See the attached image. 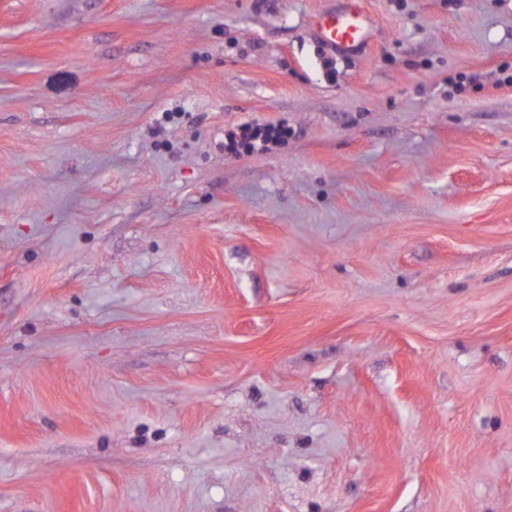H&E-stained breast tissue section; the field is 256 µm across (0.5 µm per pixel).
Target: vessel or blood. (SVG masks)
<instances>
[{"label": "vessel or blood", "mask_w": 512, "mask_h": 512, "mask_svg": "<svg viewBox=\"0 0 512 512\" xmlns=\"http://www.w3.org/2000/svg\"><path fill=\"white\" fill-rule=\"evenodd\" d=\"M311 25L327 47L344 54L362 51L370 35V17L364 0H342L340 6L316 14Z\"/></svg>", "instance_id": "obj_1"}]
</instances>
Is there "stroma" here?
Instances as JSON below:
<instances>
[{
	"mask_svg": "<svg viewBox=\"0 0 512 512\" xmlns=\"http://www.w3.org/2000/svg\"><path fill=\"white\" fill-rule=\"evenodd\" d=\"M328 6L0 0V512H512V0ZM311 25L327 47L344 54L362 51L370 35V16L363 0H343L340 6L316 14ZM239 130L240 140L236 139V134L231 135L229 144L230 149L235 150L239 145H248L252 140H256L258 138H262V141L264 142H275L280 135V133L273 128L260 130L258 128H253L250 125H242Z\"/></svg>",
	"mask_w": 512,
	"mask_h": 512,
	"instance_id": "stroma-1",
	"label": "stroma"
}]
</instances>
